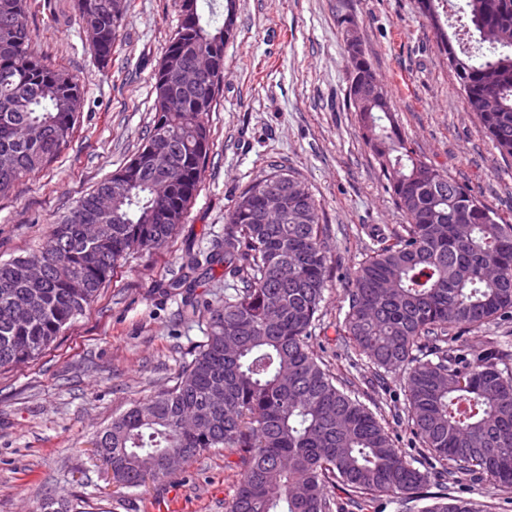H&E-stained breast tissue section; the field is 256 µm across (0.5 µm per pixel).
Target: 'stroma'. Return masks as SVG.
<instances>
[{"mask_svg":"<svg viewBox=\"0 0 512 512\" xmlns=\"http://www.w3.org/2000/svg\"><path fill=\"white\" fill-rule=\"evenodd\" d=\"M345 16L356 22L414 147L512 218V159L492 148L469 112L416 0H237L224 89L204 118L214 147L184 224L165 249L121 261L44 357L0 373V512H38L50 495L85 500L87 512H225L236 475L224 449L191 459L166 480L123 488L93 442L132 404L174 385L191 361L207 319L182 320L179 297L159 283L187 246L206 250L222 240L236 197L275 167L309 186L328 226L330 277L310 348L358 390L407 459L431 471L430 492L445 484L480 512H512V494L487 477L445 474L410 433L402 378L377 382L367 358L336 335L366 254L364 227L402 221L347 107ZM27 20L31 51L78 76L85 106L58 159L0 198V262L39 249L75 201L138 150L154 115L153 74L180 16L176 0H128L105 67L89 49L74 0H27Z\"/></svg>","mask_w":512,"mask_h":512,"instance_id":"obj_1","label":"stroma"}]
</instances>
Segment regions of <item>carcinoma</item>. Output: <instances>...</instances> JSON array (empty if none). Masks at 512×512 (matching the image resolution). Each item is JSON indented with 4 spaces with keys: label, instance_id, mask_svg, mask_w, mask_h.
<instances>
[{
    "label": "carcinoma",
    "instance_id": "carcinoma-1",
    "mask_svg": "<svg viewBox=\"0 0 512 512\" xmlns=\"http://www.w3.org/2000/svg\"><path fill=\"white\" fill-rule=\"evenodd\" d=\"M178 0L180 25L153 75L155 112L145 143L80 197L36 252L0 262V372L36 361L63 327L95 301L134 251L164 249L184 223L212 142L204 115L224 81V46L236 0ZM485 52L456 50L445 29L448 0H417L459 89L492 146L512 158V0H464ZM94 33L95 59L112 62L126 0H76ZM26 0H0V197L43 170L70 143L84 102L78 78L30 50ZM347 99L404 223L371 237L355 270L337 334L347 349L405 381L413 438L448 473H478L512 489V351L495 336L453 355L424 350L459 340L457 329L512 320V219L411 146L387 89L353 100L374 68L347 45ZM288 183L266 211L263 188ZM322 206L295 173L252 182L225 215L224 239L187 247L160 287L182 296L181 316L208 313L205 341L175 385L134 404L97 433L113 483L138 488L171 475L167 458L213 448L236 456L226 512H336L341 489L358 512L383 497L404 512L427 499L430 472L412 465L381 418L337 382L308 344L329 273ZM224 270V298L195 288ZM419 512H473L443 491ZM40 512H77L48 497Z\"/></svg>",
    "mask_w": 512,
    "mask_h": 512
}]
</instances>
